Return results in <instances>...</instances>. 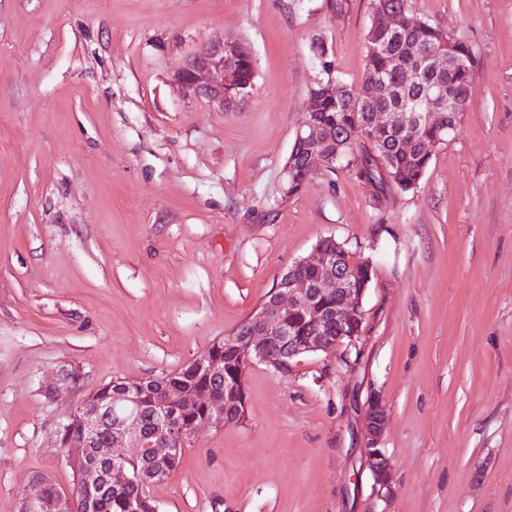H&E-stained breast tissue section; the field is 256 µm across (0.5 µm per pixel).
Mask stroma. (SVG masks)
I'll return each mask as SVG.
<instances>
[{"instance_id":"stroma-1","label":"stroma","mask_w":512,"mask_h":512,"mask_svg":"<svg viewBox=\"0 0 512 512\" xmlns=\"http://www.w3.org/2000/svg\"><path fill=\"white\" fill-rule=\"evenodd\" d=\"M409 6L475 56L456 138L414 190L336 163L286 197L312 45L360 84L372 0H0V512L71 484L52 431L79 394L181 369L329 236L374 264L364 335L251 365L248 421L191 436L158 512H512V0ZM223 38L256 67L226 112L170 84ZM65 369L79 393L48 398ZM366 414L369 419V429L366 433L364 452L377 491L386 495L390 489L389 465L382 448H379V440L385 427L387 413L375 395L370 394L368 397Z\"/></svg>"}]
</instances>
